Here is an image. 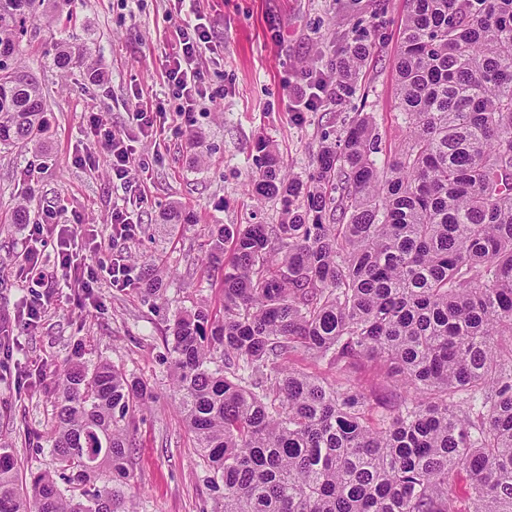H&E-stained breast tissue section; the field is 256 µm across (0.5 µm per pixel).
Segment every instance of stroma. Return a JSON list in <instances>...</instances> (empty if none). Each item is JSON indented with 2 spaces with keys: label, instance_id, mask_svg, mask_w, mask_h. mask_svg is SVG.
<instances>
[{
  "label": "stroma",
  "instance_id": "35a3bbf8",
  "mask_svg": "<svg viewBox=\"0 0 512 512\" xmlns=\"http://www.w3.org/2000/svg\"><path fill=\"white\" fill-rule=\"evenodd\" d=\"M193 7L213 34L195 62L214 92L200 107L182 111L165 77L178 20L174 0H73L52 28L30 24L20 47L25 70L47 94V137L38 146L0 150V328L10 338L9 349L0 348V444L14 449L20 479L48 468L55 372L77 348L86 365L111 361L155 394L131 419L132 477L123 492L137 512L223 509V492L209 482L172 395L165 330L175 309L222 308L221 272L203 262L214 225L281 221L278 202L257 201L248 191L256 142L269 141L283 170L305 181L320 146L340 143L360 114L372 116L382 150L405 136L395 61L407 0H193ZM66 37L86 45L102 84L89 83L82 69L52 66L53 44ZM357 41L369 44L370 55L347 91L327 96L314 111H291L288 90L304 70L334 74L344 49ZM139 91L171 113L159 136L143 137L131 119ZM94 114L126 134L136 157L148 162L134 189L113 181L109 157L90 131ZM194 138L201 149L191 148ZM88 150L95 165L76 163ZM23 198L28 221L16 224L13 208ZM172 201L186 204L192 223H159ZM118 204L140 232L85 251L86 264L99 272L91 297L75 295L60 279L26 278L22 246L39 245L36 225L50 218L69 224L78 215L106 238ZM124 252L135 271L158 260L170 306L140 288L110 285L103 268ZM48 291L54 304L34 327H17L22 301Z\"/></svg>",
  "mask_w": 512,
  "mask_h": 512
}]
</instances>
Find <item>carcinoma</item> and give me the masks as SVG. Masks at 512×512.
<instances>
[{"mask_svg": "<svg viewBox=\"0 0 512 512\" xmlns=\"http://www.w3.org/2000/svg\"><path fill=\"white\" fill-rule=\"evenodd\" d=\"M45 0H0V146L48 132L42 87L16 48ZM396 56L405 137L383 168L372 118L317 153L311 185L257 144L249 191L279 224H219L206 264L223 311L177 310L173 394L222 512H449L469 477L471 512H512V0H408ZM53 63H83L54 43ZM369 46L337 63L345 84ZM179 204L165 224H185ZM232 255L224 258V246ZM143 291L161 297L149 264ZM380 367L374 386L289 365ZM142 380L81 353L58 383L52 469L18 489L0 448V512H130L129 417ZM108 480L97 485L102 474Z\"/></svg>", "mask_w": 512, "mask_h": 512, "instance_id": "1", "label": "carcinoma"}]
</instances>
